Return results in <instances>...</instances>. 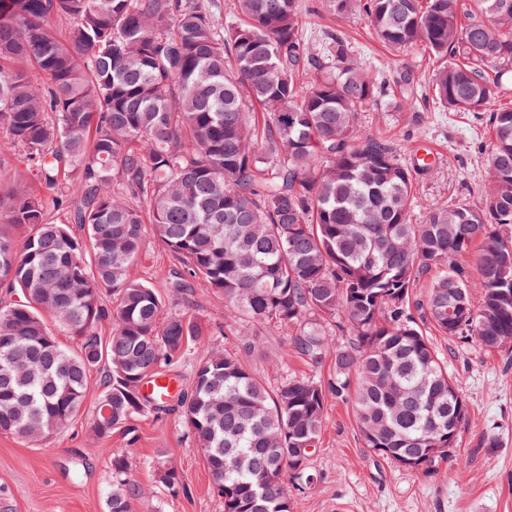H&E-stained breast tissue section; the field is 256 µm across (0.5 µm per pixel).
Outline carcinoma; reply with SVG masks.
I'll use <instances>...</instances> for the list:
<instances>
[{"mask_svg":"<svg viewBox=\"0 0 512 512\" xmlns=\"http://www.w3.org/2000/svg\"><path fill=\"white\" fill-rule=\"evenodd\" d=\"M213 6L0 0V288L15 296L0 303V433L65 429L103 364L93 434L177 408L224 512H291L330 395L352 401L366 447L425 473L459 446L467 408L412 314L416 283L435 271L421 309L440 335L512 344V0H325L394 51L423 47L434 110L489 127L484 203L430 204L419 221L432 164L360 124L385 82L355 42L331 29L309 42L299 0H233L224 21ZM151 237L170 255L172 299L201 281L227 322L165 308L134 275ZM471 252L474 280L458 263ZM241 320L288 329L315 363L346 337L336 378L268 391L213 340L241 335ZM188 358V387L145 395ZM161 481L187 491L174 467ZM143 495L112 456L107 512Z\"/></svg>","mask_w":512,"mask_h":512,"instance_id":"cac0c4a2","label":"carcinoma"}]
</instances>
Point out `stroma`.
Instances as JSON below:
<instances>
[{
    "label": "stroma",
    "instance_id": "obj_1",
    "mask_svg": "<svg viewBox=\"0 0 512 512\" xmlns=\"http://www.w3.org/2000/svg\"><path fill=\"white\" fill-rule=\"evenodd\" d=\"M306 3L309 36L343 31L388 79L385 98L362 113V124L393 142L405 159L419 133L427 132L425 145L435 165L419 177L420 204L478 200L485 157L477 146L490 138L485 124L468 112L434 111L427 98L401 103L400 76L423 82L432 68L427 54L418 47L389 50L371 39L363 16L339 18L319 12L318 0ZM428 337L468 408L451 461L430 476L397 467L364 446L352 404L332 396L313 454L312 482L293 495L292 512H512V349L487 352L433 331ZM218 342L239 353L272 389L291 375L324 383L334 377L332 354L312 363L291 349L284 328L222 336ZM103 376V370L92 371L84 412L62 432L41 442L0 433V512H107L111 461L118 451L127 454L134 478L146 490L133 512H222L203 454L178 413L135 418L130 435H93L91 411ZM171 465L183 474L186 493L171 494L162 484L160 475Z\"/></svg>",
    "mask_w": 512,
    "mask_h": 512
}]
</instances>
